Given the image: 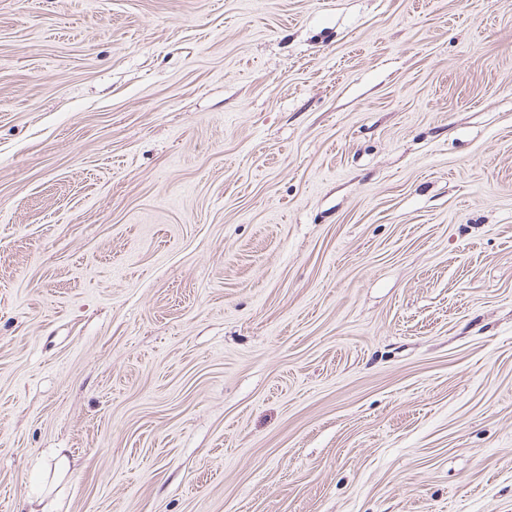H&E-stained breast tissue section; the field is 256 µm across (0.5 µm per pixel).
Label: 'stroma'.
Returning <instances> with one entry per match:
<instances>
[{
	"label": "stroma",
	"mask_w": 512,
	"mask_h": 512,
	"mask_svg": "<svg viewBox=\"0 0 512 512\" xmlns=\"http://www.w3.org/2000/svg\"><path fill=\"white\" fill-rule=\"evenodd\" d=\"M33 499L512 512V0H0Z\"/></svg>",
	"instance_id": "35a3bbf8"
}]
</instances>
